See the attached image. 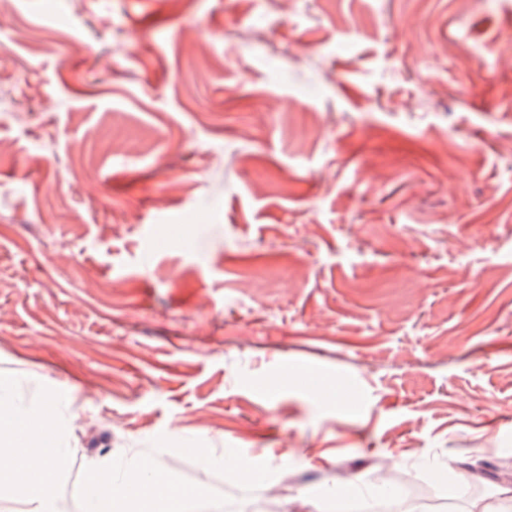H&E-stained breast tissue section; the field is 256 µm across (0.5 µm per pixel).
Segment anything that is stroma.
<instances>
[{
    "label": "stroma",
    "mask_w": 512,
    "mask_h": 512,
    "mask_svg": "<svg viewBox=\"0 0 512 512\" xmlns=\"http://www.w3.org/2000/svg\"><path fill=\"white\" fill-rule=\"evenodd\" d=\"M0 382L91 461L288 497L512 480V0H11Z\"/></svg>",
    "instance_id": "obj_1"
}]
</instances>
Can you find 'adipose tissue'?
I'll use <instances>...</instances> for the list:
<instances>
[{
  "label": "adipose tissue",
  "mask_w": 512,
  "mask_h": 512,
  "mask_svg": "<svg viewBox=\"0 0 512 512\" xmlns=\"http://www.w3.org/2000/svg\"><path fill=\"white\" fill-rule=\"evenodd\" d=\"M57 418V398L47 393L37 406L19 407L0 383V494L19 512H55L66 451L45 429ZM154 469L141 459L120 466L91 465L83 489L88 512H173L154 487Z\"/></svg>",
  "instance_id": "1"
}]
</instances>
